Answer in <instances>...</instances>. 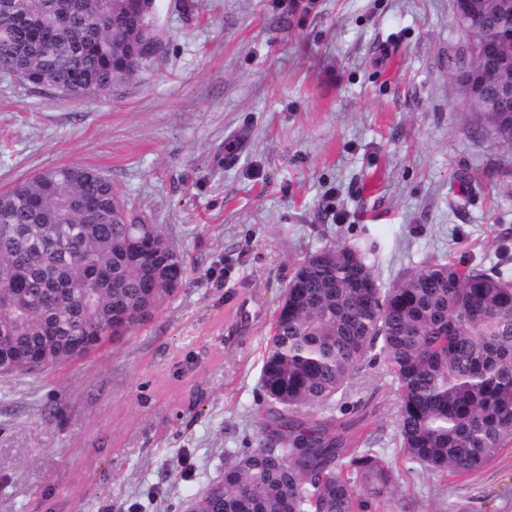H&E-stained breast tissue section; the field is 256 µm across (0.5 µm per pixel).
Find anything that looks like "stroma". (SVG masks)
I'll return each mask as SVG.
<instances>
[{
	"label": "stroma",
	"instance_id": "stroma-1",
	"mask_svg": "<svg viewBox=\"0 0 512 512\" xmlns=\"http://www.w3.org/2000/svg\"><path fill=\"white\" fill-rule=\"evenodd\" d=\"M160 56L109 96L0 76V190L78 163L183 253L127 337L0 377V512H177L264 437L267 329L297 263L371 243L381 287L430 259L512 274V151L480 135L448 60L454 0H155ZM382 358L329 415L395 483L378 512H512V448L423 471Z\"/></svg>",
	"mask_w": 512,
	"mask_h": 512
}]
</instances>
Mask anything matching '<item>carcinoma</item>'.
Masks as SVG:
<instances>
[{"instance_id":"obj_1","label":"carcinoma","mask_w":512,"mask_h":512,"mask_svg":"<svg viewBox=\"0 0 512 512\" xmlns=\"http://www.w3.org/2000/svg\"><path fill=\"white\" fill-rule=\"evenodd\" d=\"M463 32L474 77L462 91L492 141L512 147V0ZM154 17L125 0H0V75L31 85L102 92L131 83L156 55L139 35ZM497 44L496 63L482 46ZM139 61L112 69V57ZM154 242L134 260L136 248ZM373 249L336 245L301 260L271 323L259 384L265 439L227 460L186 500L200 512H374L393 482L370 448L338 453L331 408L377 351L396 383L406 457L431 472L470 474L512 447V278L432 260L377 284ZM184 256L157 225L134 215L112 181L67 164L0 192V376H37L130 334L179 288Z\"/></svg>"}]
</instances>
